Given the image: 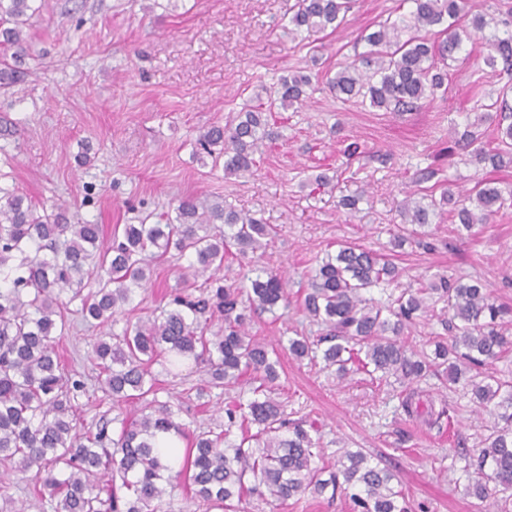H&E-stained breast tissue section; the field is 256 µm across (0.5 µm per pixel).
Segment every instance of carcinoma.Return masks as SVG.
Segmentation results:
<instances>
[{"label":"carcinoma","mask_w":512,"mask_h":512,"mask_svg":"<svg viewBox=\"0 0 512 512\" xmlns=\"http://www.w3.org/2000/svg\"><path fill=\"white\" fill-rule=\"evenodd\" d=\"M33 2L0 0V47L12 50L11 61L0 62V89L28 75L23 27L36 13ZM354 2L296 0L284 34L294 41L303 32L335 30ZM408 2V14L385 20L367 36L372 50L361 64L340 66L326 78L336 98L398 116L417 110L448 87L447 60L462 34L489 25L478 14L464 29L462 0ZM505 16L507 36L486 38L484 62L502 64L501 72L511 76L512 5ZM310 88L309 75L290 72L262 87L224 124L208 128L197 144L224 175L254 176L266 142L275 140L271 123L297 111ZM478 109L477 123L496 122L495 146L481 145L482 133L466 129L448 153L466 152L483 167L512 165V106L502 97ZM507 204L512 206V192L505 195L484 179L461 195L449 187L422 201L408 195L399 205L392 243L427 248L426 227L434 219L450 217L471 233ZM151 218L115 225L106 245L101 225L69 222L67 205L41 212L17 190L0 186V473L17 475L34 494L49 496L53 512H157L154 502L182 482L211 512H241L247 496L283 503L328 491L344 494L352 512H411L394 475L360 450L344 451L334 470L315 465L322 452L319 428L303 418L288 420L284 401L275 396L279 354L252 334L251 325L254 317L290 305L288 281L258 265L277 227L198 195L180 199L173 218ZM173 253L191 257L180 268V283L197 294L174 293L159 313L98 339L91 354L114 405L155 392L151 365L161 359L195 365L199 378L185 389L188 396L220 387L237 391L224 407V430L193 435L181 459L155 446L161 434L185 437L171 406L156 399L137 419L112 418L120 422L112 437L106 423L77 433L70 395L84 383L68 374L55 349L68 301L81 299L83 319L104 327L146 287L151 264ZM230 256L248 259L233 280L223 275ZM400 276L393 256L352 242L316 260L298 310L322 333L312 339L293 330L288 351L335 368L340 380L363 373L379 386L396 381L408 390L401 407L410 418L422 414L413 402L418 386L430 379L450 391L462 385L494 416L466 491L496 498L497 512H512V372L494 368L512 352L509 312L480 281L436 274L400 289ZM432 299L445 304L440 318ZM435 317L451 336L434 334L426 341L429 351L409 346L412 330Z\"/></svg>","instance_id":"1"}]
</instances>
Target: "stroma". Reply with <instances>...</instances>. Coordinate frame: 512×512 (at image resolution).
Masks as SVG:
<instances>
[{"instance_id": "35a3bbf8", "label": "stroma", "mask_w": 512, "mask_h": 512, "mask_svg": "<svg viewBox=\"0 0 512 512\" xmlns=\"http://www.w3.org/2000/svg\"><path fill=\"white\" fill-rule=\"evenodd\" d=\"M294 2L37 0L40 11L27 29L30 73L0 92V185L40 209L66 204L72 221L100 224L107 237L114 225L135 223L141 213L170 214L181 197L204 194L277 226L264 261L286 272L289 292L305 284L316 258L352 240L394 253L401 284L437 273L478 279L512 308V208L469 238L451 221L431 225L438 240L432 252L391 245L398 206L417 189V170L437 168L462 191L476 177L504 190L512 186V167L495 171L444 152L451 134L474 121L475 103L495 101L507 81L480 62L481 37L464 40L449 62L447 92L411 114L399 117L318 90L289 113L258 175L228 177L206 154H193L203 129L223 123L262 87L290 71L320 77L360 60L370 50L366 35L411 9L406 0H357L339 29L295 44L282 36ZM353 141L363 155L350 161L343 149ZM320 173L331 176V185L311 193L308 181ZM348 195L360 199L352 214L337 205ZM180 264L177 258L159 264L131 309L115 315L112 332L165 305L179 284ZM80 308L77 300L68 305L59 352L85 384L73 400L77 428L93 432L115 416H140L144 404L116 409L103 395L89 356L100 331L82 320ZM281 360L288 412L316 420L323 463H334L340 448L372 455L394 473L413 512H496L494 499L465 490L463 467L478 456L493 418L476 413L464 390L441 395L427 387L420 401L447 408L448 415L412 420L398 390L373 386L360 374L341 383L332 370L286 353ZM151 372L158 400L170 402L188 434L223 429V390L186 397L197 380L188 364L169 371L157 362ZM242 506L245 512H349L343 497L309 494L272 504L250 498Z\"/></svg>"}]
</instances>
